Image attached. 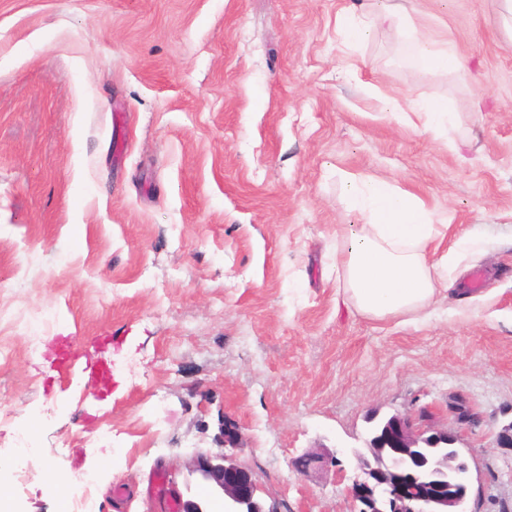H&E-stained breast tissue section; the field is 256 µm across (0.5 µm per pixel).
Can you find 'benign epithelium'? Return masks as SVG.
<instances>
[{
  "label": "benign epithelium",
  "instance_id": "obj_1",
  "mask_svg": "<svg viewBox=\"0 0 512 512\" xmlns=\"http://www.w3.org/2000/svg\"><path fill=\"white\" fill-rule=\"evenodd\" d=\"M448 415L460 428L480 426L483 418L465 398L448 400ZM395 446L386 448L378 436L369 435L365 454L356 455L358 476L349 488L357 512H465L470 482L469 467L461 453L445 454L433 462L422 452L423 446L437 448L454 445L459 432L441 430L424 424L421 414H395L389 417ZM224 447H241L238 425L223 420ZM195 471L219 491L224 512H283L274 502L266 504L257 496V485L250 470L233 454L212 456L199 453ZM173 496L180 512H211L210 505L185 499L178 490Z\"/></svg>",
  "mask_w": 512,
  "mask_h": 512
}]
</instances>
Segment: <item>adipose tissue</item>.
<instances>
[{"instance_id":"obj_1","label":"adipose tissue","mask_w":512,"mask_h":512,"mask_svg":"<svg viewBox=\"0 0 512 512\" xmlns=\"http://www.w3.org/2000/svg\"><path fill=\"white\" fill-rule=\"evenodd\" d=\"M408 38L419 62L454 72L460 62L447 44L427 39L419 26ZM356 208L365 216L350 225L336 249V270L343 274L350 299L364 314L395 317L429 305L447 256L437 255L434 242L444 221L435 218L421 199L382 178L343 179Z\"/></svg>"}]
</instances>
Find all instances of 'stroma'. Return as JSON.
<instances>
[{"label": "stroma", "mask_w": 512, "mask_h": 512, "mask_svg": "<svg viewBox=\"0 0 512 512\" xmlns=\"http://www.w3.org/2000/svg\"><path fill=\"white\" fill-rule=\"evenodd\" d=\"M386 0H0V484L59 512L92 478L100 512H165L164 470L237 459L264 501L352 512L371 416L464 396L467 512H512V29L500 0H406L463 67L413 63ZM345 13L370 29L351 42ZM441 99L439 132L392 101ZM384 178L450 226L417 314L363 315L336 237L363 223L341 173ZM470 245L454 251L460 237ZM105 336L106 383L53 382L48 337ZM29 448H17L18 436ZM336 452L340 467L301 468ZM25 457L29 480L9 469ZM64 474L61 488L52 475Z\"/></svg>", "instance_id": "obj_1"}]
</instances>
